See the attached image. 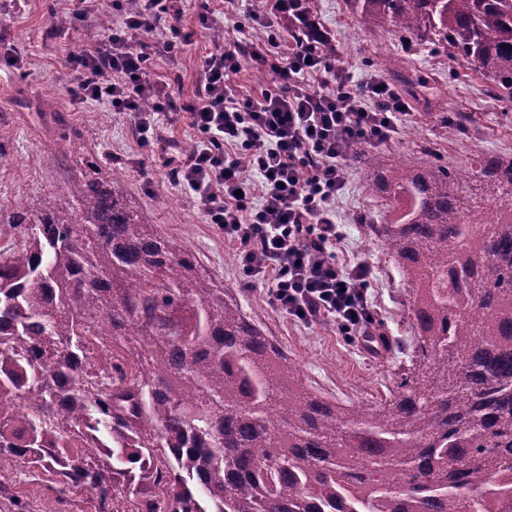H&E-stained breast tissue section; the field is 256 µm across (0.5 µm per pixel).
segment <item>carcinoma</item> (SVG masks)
Masks as SVG:
<instances>
[{"label": "carcinoma", "mask_w": 512, "mask_h": 512, "mask_svg": "<svg viewBox=\"0 0 512 512\" xmlns=\"http://www.w3.org/2000/svg\"><path fill=\"white\" fill-rule=\"evenodd\" d=\"M446 43L512 103V0H348ZM362 144L366 224L407 285L413 336L364 405L305 383L284 348L142 221L125 178L0 208V472L46 471L96 512H512V156L458 167Z\"/></svg>", "instance_id": "cac0c4a2"}]
</instances>
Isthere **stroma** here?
I'll list each match as a JSON object with an SVG mask.
<instances>
[{"mask_svg": "<svg viewBox=\"0 0 512 512\" xmlns=\"http://www.w3.org/2000/svg\"><path fill=\"white\" fill-rule=\"evenodd\" d=\"M319 32L328 40L331 61L347 68L355 80L382 74L379 62L395 56L404 61L407 76L422 80L426 103L410 102L401 115L399 130L388 142L370 145L380 165L415 153L418 145L438 146L443 161L468 163L480 153L512 154V107L489 92L490 83L468 69L452 48L404 39L354 16L346 0H308ZM75 0H15L0 15V208L25 201L38 208L49 197L62 194L72 178H109L113 165L124 169L130 206L145 223L174 239L200 260L201 270L216 285L239 297L244 313L288 351L304 381L327 397L367 404L392 386L396 363L373 356L366 345L340 335L332 321L304 326L273 310L259 289L245 286L236 260V247L206 222L184 190L171 187L153 146L137 141L129 113L107 104L77 103L71 94L73 58L83 54L104 34L97 18L85 25H65ZM248 5L225 14L222 0H187L181 25L191 43L177 57L155 51L151 45L149 76L172 92L178 103L194 100L200 80L201 57L228 25L243 27V37L260 41ZM207 21H200V13ZM64 23L49 34L52 20ZM466 115L461 134L449 135L441 114ZM348 179L336 198V222L342 231L336 246L341 265L367 264L372 272L368 296L389 340L410 336L409 303L405 285L393 270L382 244L366 238L362 226L382 224L388 213L367 191L369 172L356 163L347 166ZM27 512H95L91 494L80 487L53 489L48 476L15 467L0 477V512H16L15 500Z\"/></svg>", "mask_w": 512, "mask_h": 512, "instance_id": "stroma-1", "label": "stroma"}]
</instances>
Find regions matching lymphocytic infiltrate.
<instances>
[{"instance_id":"f902f5d3","label":"lymphocytic infiltrate","mask_w":512,"mask_h":512,"mask_svg":"<svg viewBox=\"0 0 512 512\" xmlns=\"http://www.w3.org/2000/svg\"><path fill=\"white\" fill-rule=\"evenodd\" d=\"M184 2L140 0L124 13L121 26L73 61L77 98L132 113L138 141L168 152L166 178L238 244L247 282L265 287L269 305L305 325L332 320L348 341L366 339L377 321L367 297L371 272L337 261L333 204L352 145L390 140L406 102L382 77L354 82L315 45L280 51L270 31L264 42L245 46L234 37L210 51L195 99L178 106L150 81L149 55L133 38L152 34L162 52L181 51L191 42L180 25ZM246 67L270 74L261 97L240 95L234 77ZM145 99L151 108H142ZM185 116L204 145L179 157L158 121ZM249 169L256 179L246 178Z\"/></svg>"}]
</instances>
